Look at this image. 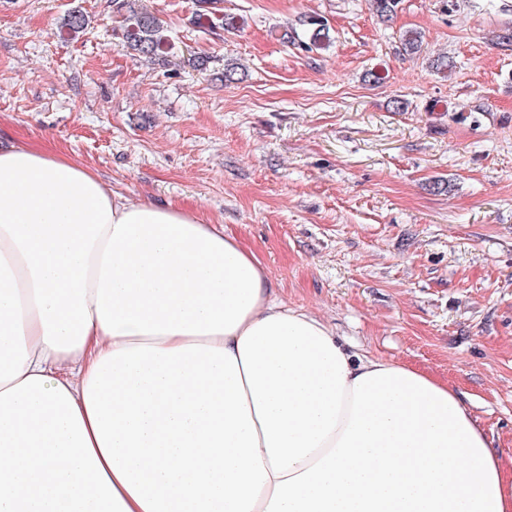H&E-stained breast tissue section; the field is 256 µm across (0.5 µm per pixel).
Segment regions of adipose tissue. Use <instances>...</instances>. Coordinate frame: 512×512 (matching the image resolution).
I'll return each instance as SVG.
<instances>
[{
  "label": "adipose tissue",
  "mask_w": 512,
  "mask_h": 512,
  "mask_svg": "<svg viewBox=\"0 0 512 512\" xmlns=\"http://www.w3.org/2000/svg\"><path fill=\"white\" fill-rule=\"evenodd\" d=\"M0 512H512V470L222 226L0 146Z\"/></svg>",
  "instance_id": "obj_1"
}]
</instances>
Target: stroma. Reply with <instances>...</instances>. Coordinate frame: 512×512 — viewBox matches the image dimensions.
I'll use <instances>...</instances> for the list:
<instances>
[{"mask_svg":"<svg viewBox=\"0 0 512 512\" xmlns=\"http://www.w3.org/2000/svg\"><path fill=\"white\" fill-rule=\"evenodd\" d=\"M214 2L201 26L203 0H144L169 39L145 62L111 0H0V142L223 225L289 306L448 382L511 461L512 0H401L385 23L369 0ZM312 16L326 49L301 42Z\"/></svg>","mask_w":512,"mask_h":512,"instance_id":"stroma-1","label":"stroma"}]
</instances>
